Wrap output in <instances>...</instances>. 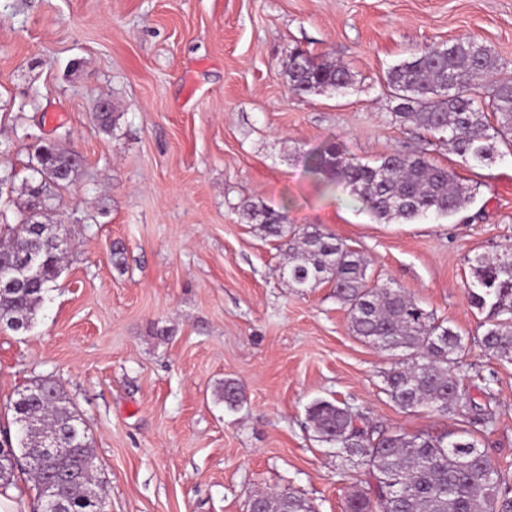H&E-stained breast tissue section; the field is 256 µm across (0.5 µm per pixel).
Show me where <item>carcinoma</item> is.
<instances>
[{"instance_id":"carcinoma-1","label":"carcinoma","mask_w":512,"mask_h":512,"mask_svg":"<svg viewBox=\"0 0 512 512\" xmlns=\"http://www.w3.org/2000/svg\"><path fill=\"white\" fill-rule=\"evenodd\" d=\"M499 68L485 45L455 41L436 46L395 66L386 78L395 101L393 116L425 131L445 134L462 161L492 162L497 145L512 148V80L484 86L478 78ZM295 93H340L351 85L347 69L295 50L286 73ZM96 126L110 133L116 125L114 106L95 115ZM37 168L25 187L26 199L0 242V323L14 331L31 327L50 284L58 278L69 249L56 245V225L47 223L53 201L77 176L79 161L53 142L29 144ZM311 170L343 185L385 222L421 216H455L471 202L472 191L447 168L415 153H392L376 166L349 161L334 143L319 150ZM244 214L273 237L283 240L288 262L282 275L296 288L329 281L348 307L354 335L394 357L385 374L386 392L402 410L426 408L439 415L467 417L477 403L464 387L459 361L462 336L443 326L399 288L379 283L365 257L335 235L309 225L288 228V215L271 207L243 204ZM468 301L485 315L480 343L499 361L512 362V250L480 256L471 266ZM220 396L233 408L240 389L224 382ZM20 426L18 446L0 448V486L26 474L40 504L53 497L54 481L79 469L81 456L92 453L88 428L59 384L39 381L12 401ZM308 420L321 441L336 448L341 466H369L376 499L363 493L350 498L347 512H512V491L501 471L476 444L439 435L381 434L356 426L349 406L316 400ZM37 421L26 431L23 422ZM59 437L67 454L37 455L47 436ZM105 496L91 475L77 484L64 512H104ZM269 512H314L293 491L267 496Z\"/></svg>"}]
</instances>
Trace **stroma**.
I'll use <instances>...</instances> for the list:
<instances>
[{"instance_id": "obj_1", "label": "stroma", "mask_w": 512, "mask_h": 512, "mask_svg": "<svg viewBox=\"0 0 512 512\" xmlns=\"http://www.w3.org/2000/svg\"><path fill=\"white\" fill-rule=\"evenodd\" d=\"M469 39L512 78V0H0V173H14L0 212L25 198L28 136L82 157L51 213L74 248L29 330L0 328V445L16 440L17 391L51 377L89 429L106 512H247L284 489L346 512L375 481L319 441L318 399L376 432L468 430L512 485V363L484 351L466 294L475 257L512 247V154L462 163L440 135L393 120L384 87L399 62ZM296 49L345 66L352 86L290 91ZM101 97L119 114L109 134L94 124ZM330 142L371 166L422 155L473 199L453 217L379 222L310 172ZM246 202L335 234L463 336L492 422L397 407L390 358L352 333L331 284H288L283 246ZM228 380L233 408L218 396Z\"/></svg>"}]
</instances>
